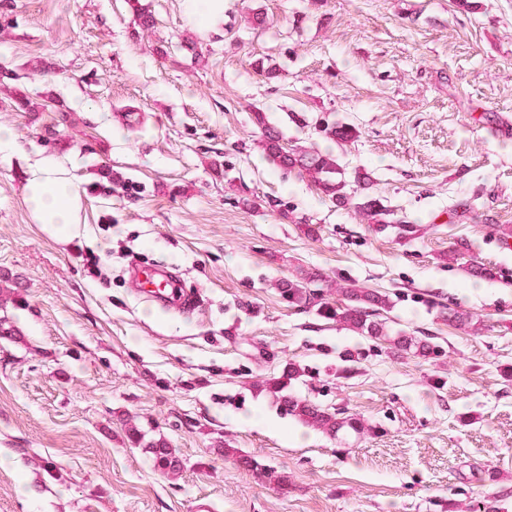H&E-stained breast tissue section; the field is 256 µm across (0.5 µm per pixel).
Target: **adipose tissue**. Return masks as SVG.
Masks as SVG:
<instances>
[{"instance_id":"ef3b65f1","label":"adipose tissue","mask_w":512,"mask_h":512,"mask_svg":"<svg viewBox=\"0 0 512 512\" xmlns=\"http://www.w3.org/2000/svg\"><path fill=\"white\" fill-rule=\"evenodd\" d=\"M24 196L36 223L65 231L80 221L83 198L56 157H40L30 166Z\"/></svg>"}]
</instances>
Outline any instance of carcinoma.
<instances>
[{"label": "carcinoma", "instance_id": "obj_1", "mask_svg": "<svg viewBox=\"0 0 512 512\" xmlns=\"http://www.w3.org/2000/svg\"><path fill=\"white\" fill-rule=\"evenodd\" d=\"M254 122L261 129L260 146L269 165L283 170L296 169L311 176L321 187L322 191L337 204L348 201L346 191L347 181L345 171L336 157L314 149L295 148L287 150L281 144L280 132L267 119L265 113L254 112ZM319 131L328 137L347 142L357 136L355 127L349 124H337L326 119L320 120ZM368 221L377 232L391 230L398 241L408 243L417 237L421 231L420 225L410 224L396 219L390 210L379 201L371 198L358 205ZM467 273L477 279L494 280L501 275V270L494 266L472 263L466 267ZM321 280L318 273H302L292 279L278 284L282 295L288 304L300 309L319 307L326 312H334L336 321L347 329L358 334L369 336L388 345L390 352L396 356L414 352L423 357L436 354L439 346L430 341V337L418 338L405 330H399L390 335L385 330L384 322L376 320L380 311L389 307L386 295L377 290L362 288L350 283L339 288L342 301L336 304V310H331L323 303V293L317 289ZM474 315L462 309H448V324L457 327L472 325ZM302 375V368L294 363L288 364L280 377L267 382V388L275 398L280 414L296 417L322 431L334 435L340 430L361 432L365 430L364 420L355 414L343 415L338 409L324 408L290 390L291 381ZM125 434L134 447H144L152 455L154 468L163 474H177L183 468L182 460L170 448L166 440L160 438L147 444L143 443L144 434L138 423L133 419L125 422ZM224 455H232L239 465L249 471L262 474L269 482L278 486L284 482V477L270 467L258 463L255 459L241 455L232 448L224 449Z\"/></svg>", "mask_w": 512, "mask_h": 512}]
</instances>
